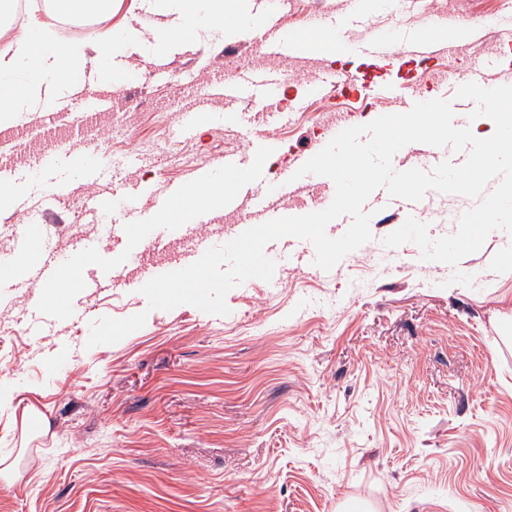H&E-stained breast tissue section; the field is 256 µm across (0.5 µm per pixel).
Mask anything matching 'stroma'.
Segmentation results:
<instances>
[{
	"mask_svg": "<svg viewBox=\"0 0 512 512\" xmlns=\"http://www.w3.org/2000/svg\"><path fill=\"white\" fill-rule=\"evenodd\" d=\"M259 0H224L235 25L209 37L182 36L165 47L150 36L158 15L139 0H112L97 26L117 42L111 105L85 111L101 90L82 89L48 121L43 111L0 123L17 165L56 139L96 151L116 168L109 181L75 177L60 200L21 177L24 209L45 210L57 250L96 238L104 207L125 182L158 192L190 184L225 153L271 136L278 153L265 169L276 179L293 155L311 152L344 111L376 118L397 105L306 88L329 60L308 17L343 26L360 43L376 30L404 35L428 14L455 25L512 13V0H291L281 27L304 30L301 60L260 52L238 24ZM361 22H352L353 12ZM138 41L123 43L129 27ZM236 63L288 74L286 99L299 103L288 124L215 120L180 137L181 114ZM490 83L512 85V45L490 37L455 42L450 57L397 75V97L452 98L472 64ZM475 199L428 191L371 212L372 239L332 270L281 263L278 288L251 279L226 296L228 315L190 305L148 310L125 281L89 296L86 316L147 312L141 329L114 344L88 346L79 326L60 322L49 336L25 330L22 298L0 293V512H512V237L491 235L458 268L426 262L411 243L384 238L407 217L431 237L455 233ZM472 286L451 283L454 270Z\"/></svg>",
	"mask_w": 512,
	"mask_h": 512,
	"instance_id": "obj_1",
	"label": "stroma"
}]
</instances>
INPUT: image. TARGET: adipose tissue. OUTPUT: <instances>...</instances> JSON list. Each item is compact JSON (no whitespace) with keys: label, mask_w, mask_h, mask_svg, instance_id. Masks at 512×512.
<instances>
[{"label":"adipose tissue","mask_w":512,"mask_h":512,"mask_svg":"<svg viewBox=\"0 0 512 512\" xmlns=\"http://www.w3.org/2000/svg\"><path fill=\"white\" fill-rule=\"evenodd\" d=\"M147 10L164 21L155 32L156 42L165 44L202 26L224 27L230 16L224 0H207L205 14L187 9L183 0H142ZM112 55V32H96L92 39H35L29 25H22L7 52L0 54V121L31 109L56 111L68 103L74 91L71 74L75 67ZM24 73H17L18 63Z\"/></svg>","instance_id":"obj_1"}]
</instances>
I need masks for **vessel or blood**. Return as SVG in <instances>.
<instances>
[{
  "label": "vessel or blood",
  "instance_id": "obj_1",
  "mask_svg": "<svg viewBox=\"0 0 512 512\" xmlns=\"http://www.w3.org/2000/svg\"><path fill=\"white\" fill-rule=\"evenodd\" d=\"M274 16V7L263 5L261 17L251 31L253 43L275 57L304 54L307 45L300 35L269 28L268 21ZM437 50L433 32L428 28L403 44L392 36L379 35L353 48L354 53L366 61L391 59L400 64L413 56L433 55ZM280 84L279 78H260L250 71H239L233 77L221 79L218 92L224 98L225 117L244 122L245 117L237 112L235 103L245 93L270 111L273 122L288 121V113L276 108L275 91ZM336 91L342 95L361 93L381 101L391 97L393 88L383 79L348 74L337 83ZM306 160V155L297 156L293 164L284 167L279 179L271 184L267 181L265 169L248 154L228 153L218 168L203 172L197 182L221 192L224 209L239 213L237 229L242 232L265 221L287 216L288 199L293 191L289 179ZM27 165L33 172L52 174L48 189L55 197L62 194L69 174L78 173L92 179L104 171V165L97 157L72 151L71 147L60 142L51 143L34 153ZM144 193V188L138 185L124 188L117 202L119 213L113 216L111 226L113 236L125 243L120 257L113 259L111 266L100 265L89 269L80 282L79 293L71 295L62 304L48 300L46 287L54 284L60 274L76 261L97 256L102 250L101 245L78 238L67 254L55 255L47 248L40 220H31L20 226L14 253L0 256V287L22 296L28 329L32 334L52 331L56 323L62 320H79L81 311L78 302L81 296L100 288L103 281L120 277L131 262L140 263L142 278L147 281L157 275L182 269L183 265L197 261L207 249L217 246V239L201 238L183 261L172 264L151 261L153 252L164 248L174 236L182 234L185 223H210L211 212L205 207L184 205V189L176 186L160 199L157 211L145 219L137 208V202ZM174 210L183 212V222H168L167 216Z\"/></svg>",
  "mask_w": 512,
  "mask_h": 512
}]
</instances>
